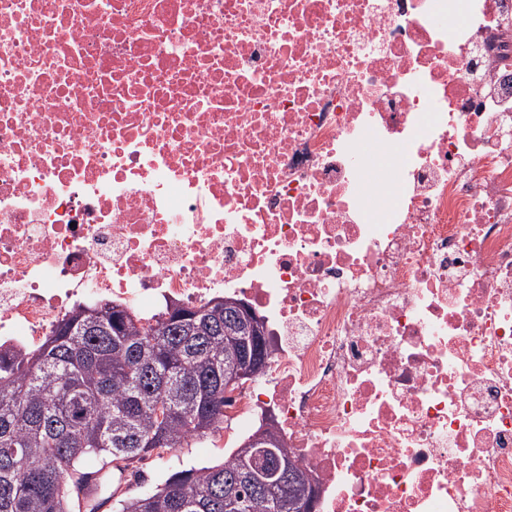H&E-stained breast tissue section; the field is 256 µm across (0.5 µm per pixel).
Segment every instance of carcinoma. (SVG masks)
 Listing matches in <instances>:
<instances>
[{
  "instance_id": "1",
  "label": "carcinoma",
  "mask_w": 512,
  "mask_h": 512,
  "mask_svg": "<svg viewBox=\"0 0 512 512\" xmlns=\"http://www.w3.org/2000/svg\"><path fill=\"white\" fill-rule=\"evenodd\" d=\"M241 330L224 300L142 324L116 306H78L43 347L0 354V512H76L75 484L101 465L181 448L224 423V365ZM243 443L221 464L182 469L112 512H312L300 482L259 487ZM236 486L230 509L224 487Z\"/></svg>"
}]
</instances>
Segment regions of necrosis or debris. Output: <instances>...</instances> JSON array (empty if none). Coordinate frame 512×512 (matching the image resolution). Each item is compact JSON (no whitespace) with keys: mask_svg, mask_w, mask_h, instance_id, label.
<instances>
[{"mask_svg":"<svg viewBox=\"0 0 512 512\" xmlns=\"http://www.w3.org/2000/svg\"><path fill=\"white\" fill-rule=\"evenodd\" d=\"M232 295L313 512H512V0H0V349Z\"/></svg>","mask_w":512,"mask_h":512,"instance_id":"1","label":"necrosis or debris"}]
</instances>
